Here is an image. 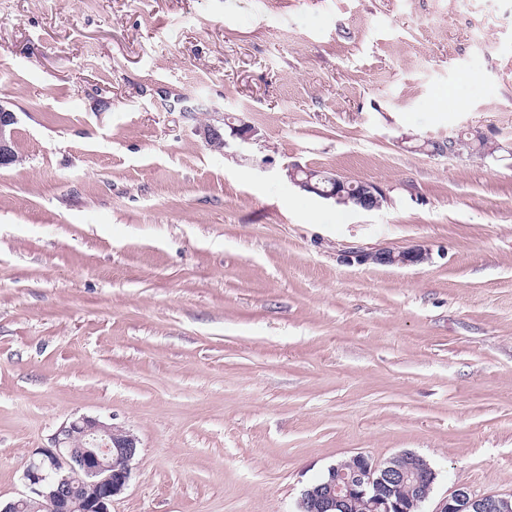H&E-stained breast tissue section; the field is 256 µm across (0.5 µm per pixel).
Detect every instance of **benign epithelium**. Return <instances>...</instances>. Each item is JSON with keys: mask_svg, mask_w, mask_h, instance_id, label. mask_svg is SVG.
<instances>
[{"mask_svg": "<svg viewBox=\"0 0 512 512\" xmlns=\"http://www.w3.org/2000/svg\"><path fill=\"white\" fill-rule=\"evenodd\" d=\"M17 119L14 112L0 102V167L15 162L14 134ZM225 116L213 115L202 126L200 134L210 148L226 146ZM330 188L313 183L311 169L295 166L288 177L299 188L340 203L352 202L364 211L381 209L387 195L375 183L361 181L356 191L346 179L333 172L322 171ZM428 256L418 247L377 248L350 253L360 264L407 266L420 263ZM138 452V439L130 431L108 423L97 416L80 415L63 423L50 438V445L33 453L23 480L26 492L19 498L0 503V512H21V507L39 504L49 512H112L113 498L121 494L131 476V462ZM349 468L332 465L327 479L305 489L298 505L310 512H353L364 503L370 512H422L429 498L436 472L430 464L413 452L394 455L376 462L362 453L352 456ZM83 475L81 485L69 483L67 474ZM408 488L402 498L397 491ZM435 512H512V495H474L468 488H457L451 497L439 503Z\"/></svg>", "mask_w": 512, "mask_h": 512, "instance_id": "obj_1", "label": "benign epithelium"}]
</instances>
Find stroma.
<instances>
[{
  "mask_svg": "<svg viewBox=\"0 0 512 512\" xmlns=\"http://www.w3.org/2000/svg\"><path fill=\"white\" fill-rule=\"evenodd\" d=\"M0 100L1 501L82 414L139 440L112 512H298L358 453L512 494V0H0ZM3 101L0 100V167H7L15 162L14 155V125L17 122L16 115ZM225 116L213 115L211 120L202 126L200 134L209 148H221L223 149L227 143L224 134ZM311 171L310 168L294 166L288 171V177L292 183L302 190L327 199L337 200L340 203L352 201L356 208L364 211L379 210L383 205V200H387L383 188L375 183L359 181L358 189L351 192L346 185L347 180L335 173L329 171L312 173ZM301 174H305L306 177L300 178ZM315 176H323V180L330 183V189H321L317 184H314L313 178ZM346 257L354 258L357 263H374L381 265L407 266L424 261L428 253L425 249L412 247L404 249L377 248L374 250H357L349 252Z\"/></svg>",
  "mask_w": 512,
  "mask_h": 512,
  "instance_id": "obj_1",
  "label": "stroma"
}]
</instances>
